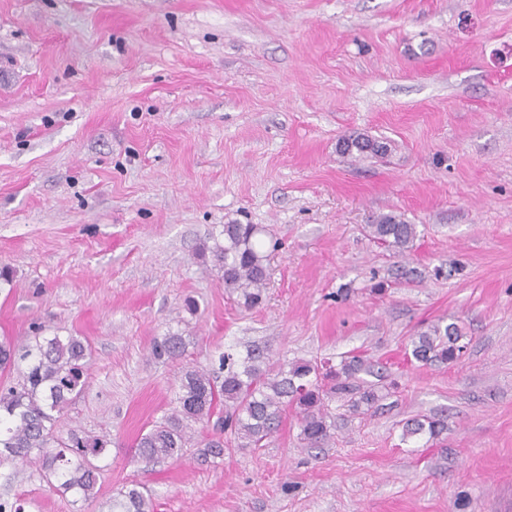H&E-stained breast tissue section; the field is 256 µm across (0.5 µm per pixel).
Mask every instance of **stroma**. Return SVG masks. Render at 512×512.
I'll return each mask as SVG.
<instances>
[{"instance_id":"obj_1","label":"stroma","mask_w":512,"mask_h":512,"mask_svg":"<svg viewBox=\"0 0 512 512\" xmlns=\"http://www.w3.org/2000/svg\"><path fill=\"white\" fill-rule=\"evenodd\" d=\"M354 132L392 153L339 155ZM390 212L410 251L370 237ZM230 220L279 244L250 310L205 253ZM1 269L0 339L92 349L57 435L110 441L97 499L0 459L2 503L112 512L136 483L155 512H512V0H0ZM452 322L460 360L405 362ZM170 331L183 360L152 353ZM249 342L362 356L385 397L331 401L320 448L290 415L261 448L134 462L183 367ZM430 413L447 433L402 441ZM370 236L398 253L409 251L417 237L416 224L402 214L383 213L368 226Z\"/></svg>"}]
</instances>
